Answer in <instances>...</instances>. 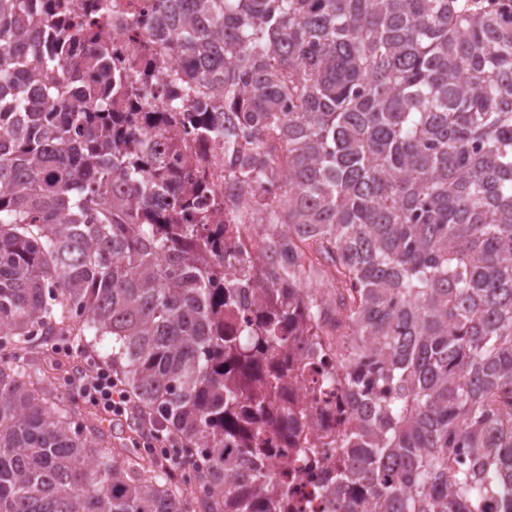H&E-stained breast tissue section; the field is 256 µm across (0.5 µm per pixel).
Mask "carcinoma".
<instances>
[{
  "label": "carcinoma",
  "instance_id": "obj_1",
  "mask_svg": "<svg viewBox=\"0 0 512 512\" xmlns=\"http://www.w3.org/2000/svg\"><path fill=\"white\" fill-rule=\"evenodd\" d=\"M104 2L0 0V512H291L333 392L324 512H512V10L155 0L159 112ZM183 109L222 197L154 140ZM103 336L118 448L39 364ZM323 435L325 436L322 441L325 444L321 448V455L317 464L313 463L311 466L309 463L305 465L302 463L294 448L280 449V461L288 464V468L297 471L296 478L288 484V500H290L291 510L294 512H317L306 508V500L311 491V473L316 466L325 465L336 454V429H334V426L331 432L323 433Z\"/></svg>",
  "mask_w": 512,
  "mask_h": 512
}]
</instances>
